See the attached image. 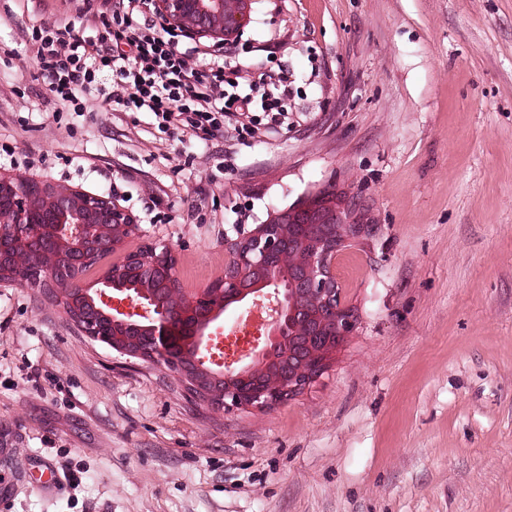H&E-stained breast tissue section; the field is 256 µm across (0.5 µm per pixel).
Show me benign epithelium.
<instances>
[{
	"label": "benign epithelium",
	"mask_w": 512,
	"mask_h": 512,
	"mask_svg": "<svg viewBox=\"0 0 512 512\" xmlns=\"http://www.w3.org/2000/svg\"><path fill=\"white\" fill-rule=\"evenodd\" d=\"M239 4L229 14L224 0H158L157 12L168 29L222 41L250 22L252 0ZM308 209L305 201L282 211L277 224L236 227V237L225 242L222 275L189 293L181 289L169 246L127 249L145 231L110 195L0 176V283L40 288L61 300L83 335L171 371L186 395L215 411H263L303 392L327 366L322 350L356 326L336 258L364 227L342 214L337 224L314 225L310 236L318 243L304 249L289 215ZM108 257L96 298L81 300L87 273ZM262 300L273 308L272 319L262 348L246 354L248 363L212 370L194 356L170 357L177 337H188L199 353L224 313Z\"/></svg>",
	"instance_id": "benign-epithelium-1"
}]
</instances>
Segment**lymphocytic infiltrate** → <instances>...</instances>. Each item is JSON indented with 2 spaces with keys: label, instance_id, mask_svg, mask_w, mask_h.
Listing matches in <instances>:
<instances>
[{
  "label": "lymphocytic infiltrate",
  "instance_id": "f902f5d3",
  "mask_svg": "<svg viewBox=\"0 0 512 512\" xmlns=\"http://www.w3.org/2000/svg\"><path fill=\"white\" fill-rule=\"evenodd\" d=\"M100 15L103 29L93 39L64 18L32 33L35 63L61 100L108 77L112 92L103 104L117 112L152 113L164 133L218 132L230 115L252 124L258 109L271 124L287 119L285 96L264 90L267 74L240 88L233 66L158 31L146 0H102Z\"/></svg>",
  "mask_w": 512,
  "mask_h": 512
}]
</instances>
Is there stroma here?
<instances>
[{"mask_svg": "<svg viewBox=\"0 0 512 512\" xmlns=\"http://www.w3.org/2000/svg\"><path fill=\"white\" fill-rule=\"evenodd\" d=\"M99 4L0 0V174L107 190L188 291L235 225L342 193L357 324L302 393L224 413L1 284L9 512H512V0H254L226 45L242 81L287 71V124L171 136L42 78L33 27L95 36Z\"/></svg>", "mask_w": 512, "mask_h": 512, "instance_id": "35a3bbf8", "label": "stroma"}]
</instances>
